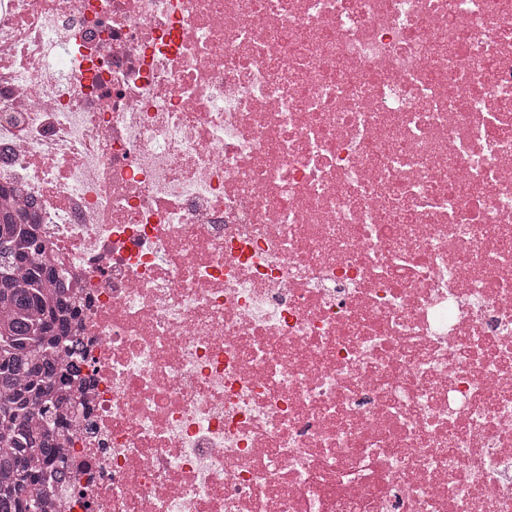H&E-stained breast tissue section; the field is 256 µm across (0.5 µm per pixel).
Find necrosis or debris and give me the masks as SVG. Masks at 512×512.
<instances>
[{
    "mask_svg": "<svg viewBox=\"0 0 512 512\" xmlns=\"http://www.w3.org/2000/svg\"><path fill=\"white\" fill-rule=\"evenodd\" d=\"M0 188L49 512H512V0H0ZM37 225L34 212L0 207V512H47L44 469L65 472L58 435L40 423L54 425L85 365L69 287L43 262Z\"/></svg>",
    "mask_w": 512,
    "mask_h": 512,
    "instance_id": "necrosis-or-debris-1",
    "label": "necrosis or debris"
}]
</instances>
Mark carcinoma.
Masks as SVG:
<instances>
[{
  "label": "carcinoma",
  "instance_id": "obj_1",
  "mask_svg": "<svg viewBox=\"0 0 512 512\" xmlns=\"http://www.w3.org/2000/svg\"><path fill=\"white\" fill-rule=\"evenodd\" d=\"M42 253L36 214L0 207V512H47L44 470L65 472L42 422L85 365L68 285Z\"/></svg>",
  "mask_w": 512,
  "mask_h": 512
}]
</instances>
